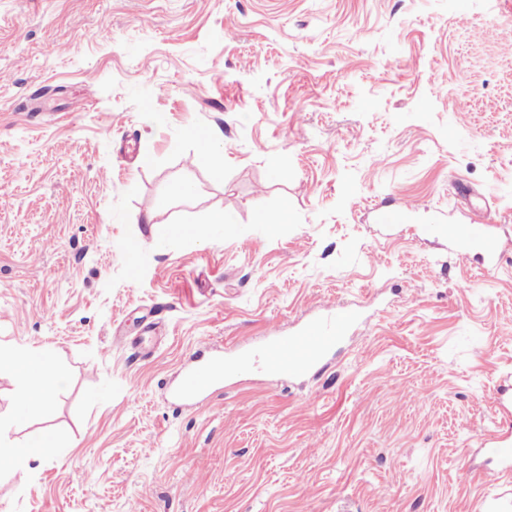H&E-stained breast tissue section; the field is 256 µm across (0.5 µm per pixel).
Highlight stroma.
Instances as JSON below:
<instances>
[{"instance_id":"1","label":"stroma","mask_w":512,"mask_h":512,"mask_svg":"<svg viewBox=\"0 0 512 512\" xmlns=\"http://www.w3.org/2000/svg\"><path fill=\"white\" fill-rule=\"evenodd\" d=\"M508 26L512 0H0V347L65 379L32 415L0 370V445L59 444L0 469V512H512L481 450L512 377ZM475 214L497 269L448 237ZM324 306L356 321L321 373L173 404L200 339ZM56 448L53 435L45 434L37 442L24 447L0 448V458L10 456L14 459L13 477L23 482L28 475L29 461L50 455Z\"/></svg>"}]
</instances>
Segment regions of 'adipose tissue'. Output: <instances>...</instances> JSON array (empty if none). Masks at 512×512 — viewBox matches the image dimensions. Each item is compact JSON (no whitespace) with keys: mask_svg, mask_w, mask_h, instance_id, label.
Wrapping results in <instances>:
<instances>
[{"mask_svg":"<svg viewBox=\"0 0 512 512\" xmlns=\"http://www.w3.org/2000/svg\"><path fill=\"white\" fill-rule=\"evenodd\" d=\"M13 366L16 394L28 412H36L62 386L51 350H16L8 353Z\"/></svg>","mask_w":512,"mask_h":512,"instance_id":"adipose-tissue-1","label":"adipose tissue"}]
</instances>
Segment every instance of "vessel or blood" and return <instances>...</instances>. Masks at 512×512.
I'll return each instance as SVG.
<instances>
[{
  "mask_svg": "<svg viewBox=\"0 0 512 512\" xmlns=\"http://www.w3.org/2000/svg\"><path fill=\"white\" fill-rule=\"evenodd\" d=\"M448 235L465 247L479 248L489 260L497 258L498 247L490 238L486 225L471 224L462 232L452 224L448 227ZM350 327V320L331 313L315 316L291 336L281 335L273 326L268 330L264 346L241 352L234 360L225 358L223 352L215 350L210 343H202L171 387L170 397L179 405L201 404L207 390L231 378L242 362H252L268 372L290 377L318 373L329 364L333 351ZM492 454L502 469L512 470L511 430L496 436Z\"/></svg>",
  "mask_w": 512,
  "mask_h": 512,
  "instance_id": "obj_1",
  "label": "vessel or blood"
}]
</instances>
